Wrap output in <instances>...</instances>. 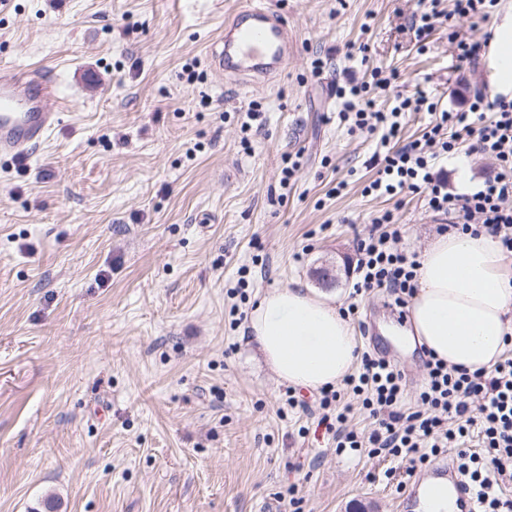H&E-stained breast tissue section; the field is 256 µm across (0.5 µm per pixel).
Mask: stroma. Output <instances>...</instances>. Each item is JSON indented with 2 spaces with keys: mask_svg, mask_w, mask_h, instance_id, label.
Instances as JSON below:
<instances>
[{
  "mask_svg": "<svg viewBox=\"0 0 512 512\" xmlns=\"http://www.w3.org/2000/svg\"><path fill=\"white\" fill-rule=\"evenodd\" d=\"M246 3L0 6V67L53 72L62 114L29 159L0 163V512H32L50 495L57 512H290L279 494L291 485L302 512H398L407 462L337 454L316 414L283 411L286 391L310 404L316 394L272 373L235 313L276 288L319 290L315 271L335 268L328 291L357 305L360 349L395 360L415 395L427 353L383 335L407 325L386 291L354 296L358 244L391 210L401 247L419 254L443 219L418 194H365L376 144L338 121L329 87L389 67L399 79L380 104L421 89L467 109L475 91L494 93L495 21L460 25L479 47L469 63L448 25L418 45V0H266L295 55L257 85L209 60ZM256 101L262 126L242 132ZM295 154L301 166L281 186ZM495 167L474 152L435 170L460 194Z\"/></svg>",
  "mask_w": 512,
  "mask_h": 512,
  "instance_id": "obj_1",
  "label": "stroma"
}]
</instances>
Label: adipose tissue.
I'll list each match as a JSON object with an SVG mask.
<instances>
[{"mask_svg": "<svg viewBox=\"0 0 512 512\" xmlns=\"http://www.w3.org/2000/svg\"><path fill=\"white\" fill-rule=\"evenodd\" d=\"M489 56L493 85L512 92V0L494 26ZM419 262L407 336L448 367L491 372L512 346V259L480 227L436 235ZM246 331L276 376L300 388L336 386L360 358L339 305L306 288L259 295Z\"/></svg>", "mask_w": 512, "mask_h": 512, "instance_id": "ef3b65f1", "label": "adipose tissue"}]
</instances>
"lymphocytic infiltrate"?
Masks as SVG:
<instances>
[{"instance_id": "lymphocytic-infiltrate-1", "label": "lymphocytic infiltrate", "mask_w": 512, "mask_h": 512, "mask_svg": "<svg viewBox=\"0 0 512 512\" xmlns=\"http://www.w3.org/2000/svg\"><path fill=\"white\" fill-rule=\"evenodd\" d=\"M438 3L430 0L420 14L416 39H424L445 17L458 22L487 17L497 0H452L447 13L439 10ZM397 80L396 71L375 67L367 80L330 88L342 102L340 121L376 138L380 146L370 158L378 170L366 193L426 194L433 213L480 225L512 257V100L479 93L468 111L451 112L419 90L396 96L390 108L378 107L380 94L391 91ZM422 110L430 117L422 138L391 148L405 113ZM467 145L495 158L498 169L472 192L454 194L435 177L433 168L438 157L457 154ZM373 223L359 243L356 286L391 289L396 305L405 307L415 290L418 256L399 249L393 212H383ZM426 368L417 402L408 405L404 372L388 359L362 353L343 390L321 389L319 425L333 433L337 450H363L371 458L401 457L413 470L454 449L457 470L472 491L476 512H512V491L504 483L512 470V354L504 353L488 373L451 369L435 359L428 360ZM348 393L360 399L374 419L369 434L348 429L353 410L351 401L344 399Z\"/></svg>"}]
</instances>
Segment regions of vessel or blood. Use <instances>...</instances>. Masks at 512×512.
<instances>
[{
	"mask_svg": "<svg viewBox=\"0 0 512 512\" xmlns=\"http://www.w3.org/2000/svg\"><path fill=\"white\" fill-rule=\"evenodd\" d=\"M294 50L280 14L257 4L240 8L224 22L223 39L209 48L213 68L228 78L253 83L276 77ZM53 81L0 70V160L14 162L29 155L59 120L51 108ZM455 501V512H474L470 493L453 467L439 473Z\"/></svg>",
	"mask_w": 512,
	"mask_h": 512,
	"instance_id": "b4317fda",
	"label": "vessel or blood"
}]
</instances>
